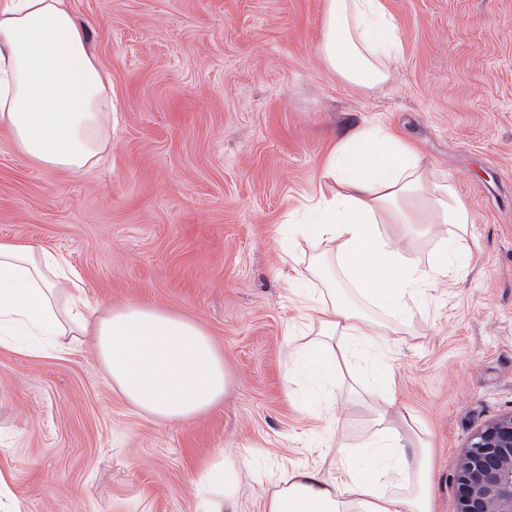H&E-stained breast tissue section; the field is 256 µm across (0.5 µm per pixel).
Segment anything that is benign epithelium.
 <instances>
[{
  "label": "benign epithelium",
  "mask_w": 512,
  "mask_h": 512,
  "mask_svg": "<svg viewBox=\"0 0 512 512\" xmlns=\"http://www.w3.org/2000/svg\"><path fill=\"white\" fill-rule=\"evenodd\" d=\"M454 482L456 512H512V410L471 434Z\"/></svg>",
  "instance_id": "benign-epithelium-1"
}]
</instances>
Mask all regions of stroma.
<instances>
[{
  "instance_id": "stroma-1",
  "label": "stroma",
  "mask_w": 512,
  "mask_h": 512,
  "mask_svg": "<svg viewBox=\"0 0 512 512\" xmlns=\"http://www.w3.org/2000/svg\"><path fill=\"white\" fill-rule=\"evenodd\" d=\"M112 86L103 160L35 164L0 129V239L66 256L100 311L156 306L224 355V399L190 423L135 412L92 343L0 346V512H197L217 454L245 455L242 512L279 466L337 474L370 415L336 388L338 426L285 382L312 252L284 241L339 142L397 130L469 204L470 265L413 310L382 358L428 433L433 512L477 428L512 410V0H383L401 36L391 80L360 89L320 54L324 0H68Z\"/></svg>"
}]
</instances>
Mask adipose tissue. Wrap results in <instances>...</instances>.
Instances as JSON below:
<instances>
[{
    "instance_id": "adipose-tissue-1",
    "label": "adipose tissue",
    "mask_w": 512,
    "mask_h": 512,
    "mask_svg": "<svg viewBox=\"0 0 512 512\" xmlns=\"http://www.w3.org/2000/svg\"><path fill=\"white\" fill-rule=\"evenodd\" d=\"M400 48L381 0H325L321 52L344 82L381 87ZM111 118V87L66 0H0V128L17 147L43 167L80 173L102 159ZM324 177L331 189L314 219L288 230L330 247L295 277L308 331L290 341V385L305 377L335 385L337 360L360 347L383 350L427 292L470 262L468 205L397 132L351 136ZM388 224L400 225L404 243L437 239L433 260L421 264L393 243ZM88 336L113 387L139 413L186 423L224 397V356L197 323L136 303L96 312L65 256L0 240V345L47 353ZM357 392L378 401L359 450H340L342 476L282 468L258 512H433L431 449L416 418L396 408L383 368ZM199 491L203 512H227L234 463L215 459Z\"/></svg>"
}]
</instances>
